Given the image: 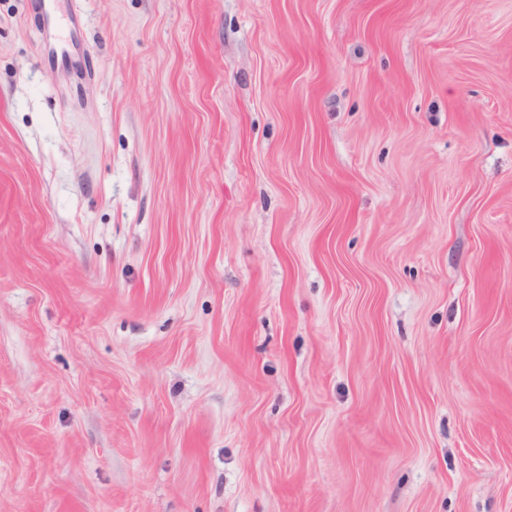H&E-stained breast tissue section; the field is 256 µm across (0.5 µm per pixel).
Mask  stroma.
<instances>
[{
    "label": "stroma",
    "instance_id": "obj_1",
    "mask_svg": "<svg viewBox=\"0 0 512 512\" xmlns=\"http://www.w3.org/2000/svg\"><path fill=\"white\" fill-rule=\"evenodd\" d=\"M0 0V512H512V0Z\"/></svg>",
    "mask_w": 512,
    "mask_h": 512
}]
</instances>
